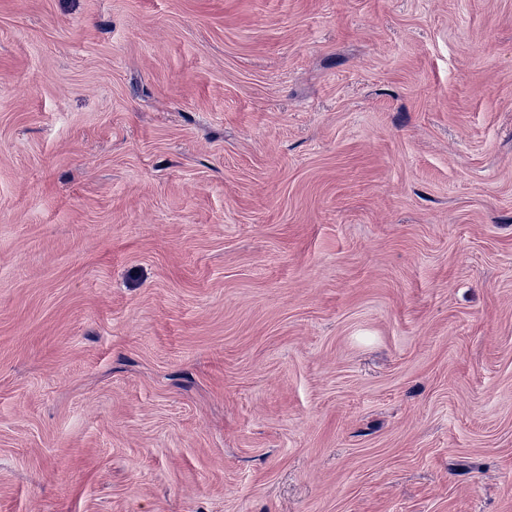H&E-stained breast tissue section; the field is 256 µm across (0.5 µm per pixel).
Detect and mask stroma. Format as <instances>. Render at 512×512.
I'll list each match as a JSON object with an SVG mask.
<instances>
[{
    "label": "stroma",
    "instance_id": "stroma-1",
    "mask_svg": "<svg viewBox=\"0 0 512 512\" xmlns=\"http://www.w3.org/2000/svg\"><path fill=\"white\" fill-rule=\"evenodd\" d=\"M0 512H512V0H0Z\"/></svg>",
    "mask_w": 512,
    "mask_h": 512
}]
</instances>
